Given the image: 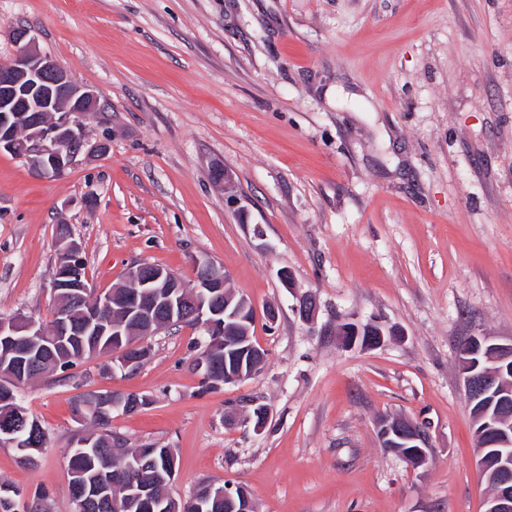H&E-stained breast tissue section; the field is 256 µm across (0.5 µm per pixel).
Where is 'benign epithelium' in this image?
I'll return each mask as SVG.
<instances>
[{"label":"benign epithelium","mask_w":512,"mask_h":512,"mask_svg":"<svg viewBox=\"0 0 512 512\" xmlns=\"http://www.w3.org/2000/svg\"><path fill=\"white\" fill-rule=\"evenodd\" d=\"M17 52L7 62H0V150L9 151L27 161L40 176L56 177L63 174L74 162L77 154L89 147L93 153H103L104 143H89L85 136V121L101 111V93L75 82L68 72L51 56L37 46L33 31L18 27L12 33ZM55 247L58 265L54 274V290L74 289L89 293L82 282V257L80 247L71 232L56 236ZM201 277L194 285L186 286L172 271L163 267L138 263L128 268L126 282L138 288L133 296L122 294L118 288L110 292L91 295L88 323L76 325L63 303L55 307L52 321L55 339L79 336L102 313L112 310L107 323L112 332V359L123 368L135 369L147 360L146 352L123 343V337L156 336L174 324L186 321L195 325L206 336H220L229 321L247 316L256 319V309L243 296L227 286L222 267L208 258L193 260ZM0 335L9 343V352L21 364L36 346L44 345L49 331L43 324L25 316H14L0 322ZM460 376L464 383L468 404L488 398L506 406L499 381L505 372L512 373V341L501 343L491 336H483L473 344L464 341L458 347ZM205 386L214 381L226 384L248 379L255 375L252 367L241 368L224 376L210 370L207 355L195 361ZM8 405L12 419H0V445L19 448L23 458L31 456L37 445L32 441L20 442L12 438L18 429L30 425L29 414L15 404L9 395L0 399ZM475 434L482 440L493 436L488 446L478 449V465L498 490L485 502V512H512V424L499 425V414L485 409L474 418ZM379 439L385 448L398 441L414 446L415 451L406 457L413 466L424 465L431 448L427 434L405 421L386 418L379 426ZM225 499L231 501L237 512H254L249 493L240 486L228 485Z\"/></svg>","instance_id":"7a95c632"}]
</instances>
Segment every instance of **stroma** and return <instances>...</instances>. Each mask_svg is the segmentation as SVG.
Segmentation results:
<instances>
[{"label": "stroma", "mask_w": 512, "mask_h": 512, "mask_svg": "<svg viewBox=\"0 0 512 512\" xmlns=\"http://www.w3.org/2000/svg\"><path fill=\"white\" fill-rule=\"evenodd\" d=\"M19 26L101 92L87 134L109 150L51 178L0 151V314L49 320L63 221L96 291L136 263L190 284L208 258L278 318L255 323L261 371L216 389L190 327L135 370L104 356L26 386L48 444L33 464L0 446V483L75 512L68 451L93 426L73 401L136 392L150 405L113 409L112 432L177 450L174 496L227 481L255 512H484L457 346L512 339V0H0V60ZM371 318L383 345L341 344ZM255 402L263 431L226 423ZM389 417L428 433L426 465L382 447Z\"/></svg>", "instance_id": "35a3bbf8"}]
</instances>
